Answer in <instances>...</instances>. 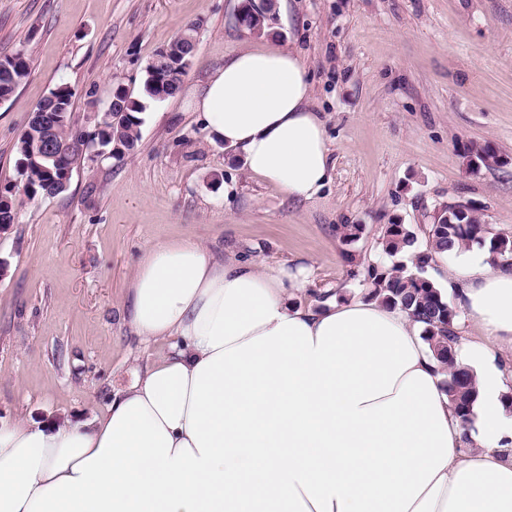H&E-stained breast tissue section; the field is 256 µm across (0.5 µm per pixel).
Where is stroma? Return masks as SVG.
<instances>
[{
	"label": "stroma",
	"mask_w": 512,
	"mask_h": 512,
	"mask_svg": "<svg viewBox=\"0 0 512 512\" xmlns=\"http://www.w3.org/2000/svg\"><path fill=\"white\" fill-rule=\"evenodd\" d=\"M239 0H0V57L26 48L31 73L0 101V183L15 144L58 85L92 130L112 87L138 90L147 63L190 25L192 62L174 97L146 104L121 160L102 152L64 193L17 196L0 234V417H90L168 352L131 333L127 288L144 250L191 239L219 256L308 270L306 293L366 295L379 238L400 220L424 236L442 205L472 202L512 238V0H276L278 43L304 59L334 164L318 198L292 201L207 139L195 98L208 75L254 42ZM505 163L471 170L468 143ZM360 224L354 242L343 227Z\"/></svg>",
	"instance_id": "obj_1"
}]
</instances>
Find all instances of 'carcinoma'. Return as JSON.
I'll return each mask as SVG.
<instances>
[{"label":"carcinoma","mask_w":512,"mask_h":512,"mask_svg":"<svg viewBox=\"0 0 512 512\" xmlns=\"http://www.w3.org/2000/svg\"><path fill=\"white\" fill-rule=\"evenodd\" d=\"M244 6L238 13L239 23L250 33L269 34V9L255 0H242ZM196 26H190L181 36L168 45L170 68L186 70L193 54L185 47L195 39ZM30 73V60L26 51L17 49L9 56L0 58V101L9 99ZM179 85L162 83L160 72L151 64L143 70L141 94L153 101H164L175 96ZM75 93L67 85H59L36 107L40 111L48 109L55 117L52 126V145L58 159L46 157L38 142L42 129L36 117H31L27 128L16 143L18 156L16 169L19 180L0 185V231L5 233L15 224L17 212L16 195L21 193L29 200L54 197L65 192L70 184L72 172L80 164L84 148L97 143L109 149V154L121 159L132 154L140 140V128L145 110L140 99L133 96L121 83L113 85L112 98L117 100V111L105 112L93 132L88 133L75 127L72 120ZM466 151L476 154L477 160L485 168L500 165L497 153L483 147H468ZM427 240L440 252L453 256L460 248L472 243L484 246L495 258L512 261V240L491 236L477 214L466 217L460 223L459 216L442 207V213L431 217L427 229ZM382 251L387 256L390 267L379 266L367 269V296L398 307L423 325V339L429 344L435 359L447 369L443 381L444 392L455 414L465 425L472 419V406L476 396L473 371L456 364L458 336L455 322L458 313L448 301L446 294L426 275L430 265L429 254L417 247V236L412 228L394 220L386 225L381 237ZM412 255V267L402 261L406 254Z\"/></svg>","instance_id":"1"}]
</instances>
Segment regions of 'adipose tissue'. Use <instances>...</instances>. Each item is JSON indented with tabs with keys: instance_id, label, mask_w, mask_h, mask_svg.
Returning <instances> with one entry per match:
<instances>
[{
	"instance_id": "obj_1",
	"label": "adipose tissue",
	"mask_w": 512,
	"mask_h": 512,
	"mask_svg": "<svg viewBox=\"0 0 512 512\" xmlns=\"http://www.w3.org/2000/svg\"><path fill=\"white\" fill-rule=\"evenodd\" d=\"M307 66L241 49L197 98L202 129L292 199L330 180ZM446 282L481 340L472 428L423 327L379 300L296 302L305 271L146 249L128 288L142 340L177 338L101 413L0 420V512H512V267L471 246ZM471 451H463L464 443Z\"/></svg>"
}]
</instances>
